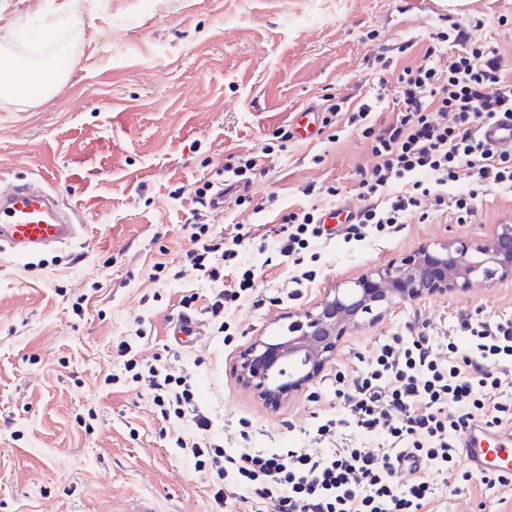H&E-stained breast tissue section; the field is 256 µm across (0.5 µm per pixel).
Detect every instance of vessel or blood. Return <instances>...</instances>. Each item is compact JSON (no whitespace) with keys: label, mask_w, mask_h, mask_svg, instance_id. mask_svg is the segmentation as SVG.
I'll use <instances>...</instances> for the list:
<instances>
[{"label":"vessel or blood","mask_w":512,"mask_h":512,"mask_svg":"<svg viewBox=\"0 0 512 512\" xmlns=\"http://www.w3.org/2000/svg\"><path fill=\"white\" fill-rule=\"evenodd\" d=\"M322 117L318 106L302 107L292 129L294 139L308 141L320 136ZM478 134L495 149L512 153V119L502 117L480 125ZM356 212V204L348 201L325 210L321 222L332 235ZM79 221L78 214L63 207L47 188L30 183L15 185L0 196V252L26 256L70 244L79 236ZM460 441L463 459L474 476L512 474V428L492 430L473 424L463 429Z\"/></svg>","instance_id":"1"}]
</instances>
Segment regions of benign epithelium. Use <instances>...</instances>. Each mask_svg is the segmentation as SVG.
<instances>
[{"mask_svg":"<svg viewBox=\"0 0 512 512\" xmlns=\"http://www.w3.org/2000/svg\"><path fill=\"white\" fill-rule=\"evenodd\" d=\"M507 279H512V224L498 225L482 243L423 245L327 293L290 321L282 335L255 340L240 364V380L264 402L278 405L317 378L345 337L396 307Z\"/></svg>","mask_w":512,"mask_h":512,"instance_id":"benign-epithelium-1","label":"benign epithelium"}]
</instances>
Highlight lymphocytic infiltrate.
Segmentation results:
<instances>
[{"mask_svg":"<svg viewBox=\"0 0 512 512\" xmlns=\"http://www.w3.org/2000/svg\"><path fill=\"white\" fill-rule=\"evenodd\" d=\"M485 21L452 20L436 33L420 62L397 76V109L390 122H377L373 100L353 108L347 119L371 146L373 163L360 172L354 191L362 203L357 223L347 225L346 240L364 241L369 233L391 236L408 214L428 218L440 212L463 224L475 215V200L493 189L512 190V154L490 148L478 135L480 124L512 116V68L496 48L479 38ZM448 45L447 64L438 47ZM467 191H458L459 183ZM278 241L291 259L292 288L312 281L315 270L303 267L302 255L322 235L318 210L289 212ZM196 244L189 263L213 288L203 313L216 333L229 334L227 305L251 293V270L233 283L224 281V264L236 258L225 247L223 232L193 222ZM467 352L454 339L419 334L404 341L394 336L379 345L351 390L337 389L345 418L328 419L316 433L322 450L291 448L286 453L236 451L210 442L212 421L198 406L187 383L149 368L153 403L163 417L193 422L196 442L177 440L190 450L196 468H206L228 486L258 487L261 512H424L435 489L423 475L398 478L400 461L409 455L429 470L452 472L458 457L457 434L479 422L501 425L512 404L490 398L512 368V322L463 321ZM379 437L377 447L347 443L348 432Z\"/></svg>","mask_w":512,"mask_h":512,"instance_id":"obj_1","label":"lymphocytic infiltrate"}]
</instances>
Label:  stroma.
Wrapping results in <instances>:
<instances>
[{"mask_svg":"<svg viewBox=\"0 0 512 512\" xmlns=\"http://www.w3.org/2000/svg\"><path fill=\"white\" fill-rule=\"evenodd\" d=\"M67 14L68 0H0V53L26 61L19 33L48 30L40 58L63 72L36 104L0 100V192L45 180L85 223L71 244L0 255V512H252L249 488L224 487L216 506L219 489L175 446L195 427L162 418L152 390L125 371L121 340L137 344L146 363L189 379L213 421L210 440L273 453L315 447L320 422L345 414L337 376L353 381L387 338L449 333L464 351L463 319L512 320V280L479 284L405 303L347 337L282 404H266L238 379L255 339L278 336L330 289L419 246L487 239L512 224V191L494 189L469 224L413 214L390 238L336 236L316 245L314 280L277 294L293 269L277 250L282 216L353 200L373 157L368 141L341 124L335 140L293 139L283 151L276 132L330 95L353 106L380 95L377 117L391 119L397 75L377 77L369 58L379 44L410 40L399 65L420 59L444 26L437 15L407 10L404 0H97L74 29ZM246 152L263 168L250 202L208 222L227 234L246 230L239 259L254 270V296L231 310L230 339L177 342L167 331L182 297L203 308L208 284L193 272L159 284L153 266L181 269L195 247L186 186L223 184L225 163ZM310 183L341 193L304 195ZM140 326L147 336H136ZM456 470L447 479L430 474L436 497L427 512H512V489L462 481L465 464Z\"/></svg>","mask_w":512,"mask_h":512,"instance_id":"1","label":"stroma"}]
</instances>
